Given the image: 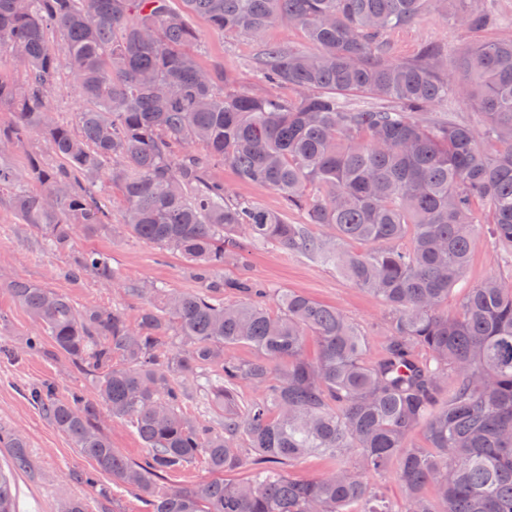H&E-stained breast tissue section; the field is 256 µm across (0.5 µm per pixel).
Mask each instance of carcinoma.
I'll use <instances>...</instances> for the list:
<instances>
[{
    "label": "carcinoma",
    "instance_id": "carcinoma-1",
    "mask_svg": "<svg viewBox=\"0 0 512 512\" xmlns=\"http://www.w3.org/2000/svg\"><path fill=\"white\" fill-rule=\"evenodd\" d=\"M435 2L0 0V53L28 73L21 87L0 77V106L15 117L0 143L15 148L36 132L57 159L18 171L0 151V193L18 221L65 250L76 229L112 223L99 199L106 181L124 203L121 227L179 254L200 282L197 291L130 288L151 298L133 315L78 307L22 278L0 287L32 318L29 350L48 341L95 379L91 395L31 393L94 464L85 480L110 475L148 512H512V284L464 281L486 224L512 265V39L453 54L426 46L410 60L380 50L383 36ZM454 2L458 23L485 22L478 0ZM194 16L225 35L259 38L282 19L301 30L309 49L266 44L258 67L262 82L293 95L251 94L223 62L202 65ZM63 69L82 102L71 123L52 107ZM346 93L394 107L352 108ZM451 95L474 105L477 123L415 118ZM219 163L276 192L283 211L228 198L212 176ZM288 211L333 241L290 223ZM245 242L315 255L382 302L390 317L379 354L368 355L364 332L334 306L284 289L272 313L260 283L217 277ZM88 270L106 288L122 286L98 252L76 256L65 275ZM457 286L460 310L449 315ZM228 293L239 301L225 302ZM238 345L257 357L226 354ZM187 376L220 429L183 412L178 379ZM245 386L259 397L244 398ZM102 406L150 448L143 461L102 434ZM418 431L424 447L411 442ZM0 446L13 469L31 468L20 436L0 431ZM311 454L334 469L292 479L288 468ZM195 463L217 478L159 483ZM393 465L398 502L372 482ZM239 470L246 475L222 478ZM0 512H16L1 471Z\"/></svg>",
    "mask_w": 512,
    "mask_h": 512
}]
</instances>
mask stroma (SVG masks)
I'll return each instance as SVG.
<instances>
[{"mask_svg": "<svg viewBox=\"0 0 512 512\" xmlns=\"http://www.w3.org/2000/svg\"><path fill=\"white\" fill-rule=\"evenodd\" d=\"M488 20L478 31H470L454 19V0H436L431 13L413 25L386 36L388 52L398 58L414 54L420 47L438 43L449 52H460L480 40L512 36V0H484ZM194 25L200 35L202 64L220 60L232 72L241 88L255 94H276V87L256 76L257 59L263 43L306 47L302 32L281 23L260 39L232 38L212 30L201 18ZM112 208L111 226L93 233L76 231L67 250L44 249L40 233L19 223L7 197H0V283L23 278L69 297L80 306L106 304L135 313L148 302L147 296L103 287L94 273L72 281L61 270L73 258L89 250L106 253L112 267L126 284L158 281L175 291L198 289L188 264L178 255L127 235L120 227L123 202L118 192L108 195ZM220 276H245L262 282L271 293L264 300L276 309L275 289L287 288L334 306L357 323L369 339L371 353H378L386 333L389 312L379 300L357 288L336 269L317 259L290 253L271 245L250 248L243 260L224 266ZM499 276L512 284V268L503 264L498 249L487 240L476 248L466 278L479 283ZM32 320L6 292H0V429L20 435L27 443L31 469L13 470L7 449L0 447V470L10 475L16 489L18 512H58L64 498H80L93 512H145L136 491L113 488L110 476L97 475L94 482L84 479L92 463L73 441L59 431L28 397L32 388L53 387L64 397L79 389L92 393L89 375L68 359L57 355L51 345L41 350L27 348ZM100 431L114 448L134 461L143 460L148 450L124 420L100 412Z\"/></svg>", "mask_w": 512, "mask_h": 512, "instance_id": "35a3bbf8", "label": "stroma"}]
</instances>
